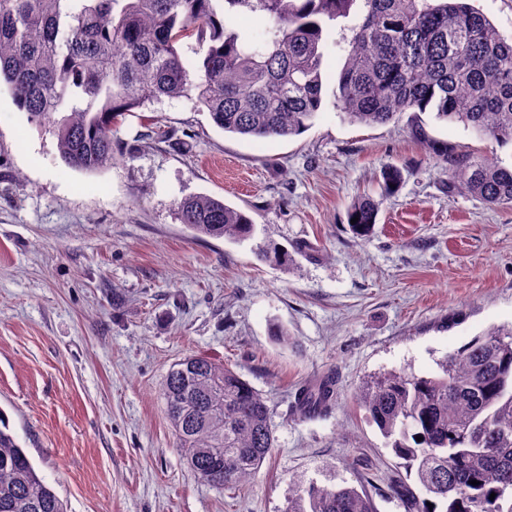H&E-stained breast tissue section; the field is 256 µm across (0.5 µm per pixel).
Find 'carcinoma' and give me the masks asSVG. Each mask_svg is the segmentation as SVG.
<instances>
[{"mask_svg": "<svg viewBox=\"0 0 512 512\" xmlns=\"http://www.w3.org/2000/svg\"><path fill=\"white\" fill-rule=\"evenodd\" d=\"M359 1L336 85L349 121L433 112L512 144V41L467 0H0V81L31 123L52 129L63 161L85 172L115 160L112 132L126 113L163 98L193 101L226 133L289 138L321 107L325 32ZM256 14L259 37L238 24ZM192 35L206 51L190 69L178 44ZM415 134L448 172V192L512 206V167L438 145L419 126ZM377 212L373 199L354 200V233L368 235ZM177 220L200 236L246 241L255 231L247 213L207 195L184 200ZM261 254L273 266L292 262L276 244ZM337 391L330 371L298 388L293 409L314 417ZM162 396L188 468L214 487L249 479L274 448L266 398L211 357L174 363ZM357 398L415 472L421 493L401 479L389 486L406 512H512V324L473 336L436 374L384 373ZM365 483H313L285 512H376ZM0 512H66L1 415Z\"/></svg>", "mask_w": 512, "mask_h": 512, "instance_id": "cac0c4a2", "label": "carcinoma"}]
</instances>
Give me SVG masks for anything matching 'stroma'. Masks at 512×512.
<instances>
[{
	"instance_id": "1",
	"label": "stroma",
	"mask_w": 512,
	"mask_h": 512,
	"mask_svg": "<svg viewBox=\"0 0 512 512\" xmlns=\"http://www.w3.org/2000/svg\"><path fill=\"white\" fill-rule=\"evenodd\" d=\"M347 21L324 45L322 106L287 139L224 133L184 99L127 113L119 155L96 173L68 167L47 128L0 84V412L68 512H284L310 482L374 474L376 512L405 476L356 395L373 374L435 372L449 351L512 322V207L449 194L413 133L512 164V148L433 113L386 125L347 120L334 91ZM398 168L395 194L383 172ZM208 195L250 215L252 240L198 236L180 202ZM377 203L367 238L348 224ZM291 250L290 268L256 247ZM123 303L113 304V295ZM288 345L274 342L271 323ZM204 354L266 399L275 446L255 476L217 489L189 471L161 388L176 360ZM336 368L340 397L300 421L302 383ZM378 205L369 197H360L354 200L348 210V224L351 219L358 216V221L351 224L354 233L358 236H366L371 227L376 224Z\"/></svg>"
}]
</instances>
